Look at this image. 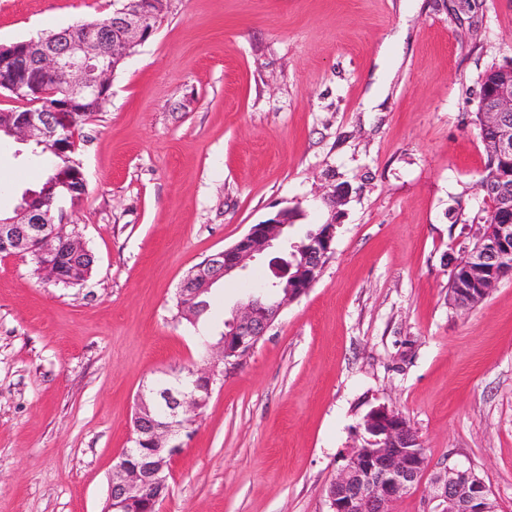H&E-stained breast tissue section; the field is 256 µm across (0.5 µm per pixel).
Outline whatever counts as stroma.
Returning a JSON list of instances; mask_svg holds the SVG:
<instances>
[{
    "label": "stroma",
    "mask_w": 512,
    "mask_h": 512,
    "mask_svg": "<svg viewBox=\"0 0 512 512\" xmlns=\"http://www.w3.org/2000/svg\"><path fill=\"white\" fill-rule=\"evenodd\" d=\"M113 9L0 0V44ZM509 62L512 0H167L78 135L86 192L65 225L90 276L56 285L0 254V512H104L138 392L243 297L219 282L200 325L176 320L186 273L285 207L303 236L335 185L333 255L225 368L158 512H328L383 403L430 472L473 468L512 512V278L462 311L445 264L485 215L479 76ZM20 148L0 142L4 207L40 179Z\"/></svg>",
    "instance_id": "1"
}]
</instances>
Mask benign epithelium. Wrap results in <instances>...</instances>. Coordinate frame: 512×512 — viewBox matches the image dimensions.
<instances>
[{"label": "benign epithelium", "instance_id": "1", "mask_svg": "<svg viewBox=\"0 0 512 512\" xmlns=\"http://www.w3.org/2000/svg\"><path fill=\"white\" fill-rule=\"evenodd\" d=\"M114 29L128 48L144 41L145 16L139 7L124 6L113 12ZM101 26L84 27L80 42L62 47L64 34L50 35L37 45L26 42L0 45V90L24 102V110L0 114V135L20 144H35L64 155L77 149L67 134L77 99L98 94L112 86L114 54L102 49ZM53 78L66 88L67 103L54 109L56 118L39 100L41 93L27 94L42 81ZM482 119L491 131L487 151L502 162L512 159V64L502 66L483 89ZM491 191L501 202L502 216L492 224H479L476 243L461 255L449 257L450 272L464 273V281L452 293V304L465 309L477 304L512 276L502 265L512 253V185L507 178L478 187ZM83 199L67 183L57 184L47 200L63 210L77 207ZM33 193L24 192L13 208L14 216L0 217V249L11 255L34 251L54 256L67 235L56 226L44 205L32 204ZM288 209L282 208L265 221L254 224L234 245L210 255L192 270V277L178 289V296L191 299L208 292L221 279L244 271L248 264L279 248L283 257L272 260L275 280L247 290L225 321L224 341L208 346L203 365L189 372L178 371L144 386L137 396L132 419L134 447L125 449L114 465L108 512H156L168 488L173 459L184 447L192 422L208 404L212 386L224 379V365L237 364L250 355L281 311L307 294L319 280L333 254L336 220L320 225L317 234L299 254L288 239ZM362 427L377 435L363 438L343 458L326 489L329 512H394V504L407 495L428 468L422 442L409 420L386 404L374 407ZM153 490L149 507L142 509L145 489ZM427 512H502V507L484 480L471 468L448 466L436 473L427 491Z\"/></svg>", "mask_w": 512, "mask_h": 512}]
</instances>
